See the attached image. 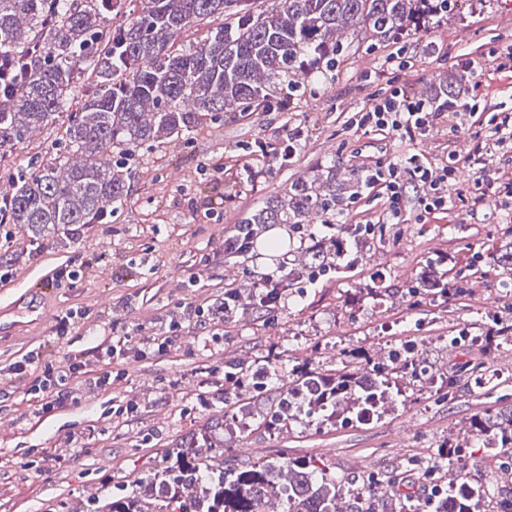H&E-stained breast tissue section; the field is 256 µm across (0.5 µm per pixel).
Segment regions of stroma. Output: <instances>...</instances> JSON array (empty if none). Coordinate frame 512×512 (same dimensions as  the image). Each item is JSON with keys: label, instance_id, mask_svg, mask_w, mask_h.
<instances>
[{"label": "stroma", "instance_id": "1", "mask_svg": "<svg viewBox=\"0 0 512 512\" xmlns=\"http://www.w3.org/2000/svg\"><path fill=\"white\" fill-rule=\"evenodd\" d=\"M348 44L346 65L305 82L291 111L230 112L170 144L140 148L129 163L127 195L109 223L85 225L74 238L50 234L36 241L26 226H0V414L14 421L0 433V512H94V498L121 494L128 476L158 465L171 444L211 419L251 422L265 413L282 397L294 366L339 369L360 348L383 363L388 351L409 341L439 384L413 382L380 420L340 417L332 425L296 426L283 434L254 426L245 439H225V460L315 456L330 474L355 485L368 472L397 468L422 504L432 495L422 469L436 464L440 445L459 441L469 446L467 472L505 489L501 474L512 468V458L474 445L469 431L472 415L512 406V345L486 354L477 341L492 312L512 314L489 261L499 248L497 231L512 225V213L491 202L475 211L459 204L421 224L388 225L381 239L362 249L352 271L289 293L276 314L251 308L225 322H188L166 352L130 361L119 386H76L74 400L51 411L40 410L28 379L8 372L31 350L39 351L42 365L67 369L114 330L139 343L163 331L182 307L219 306L225 285L251 288L253 272L292 260L305 243L289 237L284 224L268 225L250 256L225 259L219 249L225 225L297 176L406 156L407 145L390 134H363L350 122L374 89L369 72L399 50L413 56L414 66L391 79L410 95L459 79L462 100L477 103L484 115L512 113V71L493 61L496 51L512 46V0H470L462 15L425 35L408 31L400 45L372 47L360 35ZM288 128L302 134L293 162L246 157V147L256 143L278 146ZM468 136L461 118L451 115L437 122L422 147L442 159ZM53 138L44 129L1 146L0 190L9 189L15 170L53 158ZM247 163L256 177H246ZM269 239L280 241V250L266 249ZM473 245L487 254L475 267L469 261ZM438 254L451 260L448 284L467 276V295L435 303L410 295L417 268ZM84 261L94 269L81 281L50 286L56 268ZM20 270L27 271L26 281H16ZM378 283L388 287L387 296H364ZM69 309L85 317L60 338L50 319H38L42 312L51 317ZM235 361L273 366L277 374L245 400L227 399L224 372ZM479 362L494 374L492 386L471 379L468 370ZM453 374L459 386H444L442 377ZM130 400L136 412L117 415Z\"/></svg>", "mask_w": 512, "mask_h": 512}]
</instances>
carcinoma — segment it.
<instances>
[{
    "label": "carcinoma",
    "instance_id": "1",
    "mask_svg": "<svg viewBox=\"0 0 512 512\" xmlns=\"http://www.w3.org/2000/svg\"><path fill=\"white\" fill-rule=\"evenodd\" d=\"M426 0H0V147L20 142L37 128L64 127L66 152L16 176L0 205V221L24 224L33 234L74 231L104 224L126 194V159L142 146L159 147L217 123L226 112H267L287 79L288 93L300 89L309 71L331 72L344 61L343 39L364 33L388 42L410 28L439 18L422 9ZM224 25L188 48L181 35L215 17ZM80 96L79 111L64 114ZM450 84L427 99L433 110L456 101ZM365 176L349 169L323 181L297 177L288 191L238 218L240 224L305 225L344 211ZM505 239L498 263V287L512 297V225L498 230ZM356 262L351 251L325 239L294 256L298 268L330 267L336 272ZM430 259L419 287L436 301L448 295L439 266ZM494 332L483 338L490 352L509 339L512 323L493 317ZM338 370L306 365L293 372L286 407L275 417L281 428L322 424L349 414L381 418L366 411L373 394H386L384 370L359 369L360 360ZM471 430L497 438L512 452V409L477 416ZM224 420L216 418L167 450L165 464L135 480L126 493L98 502L96 512H266L271 498L280 512H340L339 496H349L345 512H417L400 481L386 479V498L374 500L380 479L345 488L317 458L278 457L245 465L224 464ZM462 476L430 499L431 512H472L488 501L489 512H512V490L489 497L486 485L466 475L461 445L443 450Z\"/></svg>",
    "mask_w": 512,
    "mask_h": 512
}]
</instances>
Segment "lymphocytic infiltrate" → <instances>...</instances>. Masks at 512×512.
<instances>
[{
    "label": "lymphocytic infiltrate",
    "mask_w": 512,
    "mask_h": 512,
    "mask_svg": "<svg viewBox=\"0 0 512 512\" xmlns=\"http://www.w3.org/2000/svg\"><path fill=\"white\" fill-rule=\"evenodd\" d=\"M425 101L416 99L399 86L391 87L388 93H376L370 98L367 107L356 114L355 124L363 131L381 130L391 132L399 141L416 144L424 138L439 120ZM490 135L472 132L473 152L460 159L450 157L445 161H435L424 153L413 152L403 159H391L369 166L368 186L376 190L382 201L381 210L353 227L354 235L366 238L373 235L377 225L399 224L407 210L409 184H417L420 195L417 205L421 213L436 214L450 210L455 199L469 198L472 205H481L488 190H495L503 204L512 203V171L501 168L487 170L485 157H505L512 154V113L500 112L492 120ZM475 172L472 180L459 177L462 169ZM329 271L319 267L300 276H292L286 266L254 275L253 286L260 297V305L267 312H274L288 287L305 289L328 279ZM182 329L180 322L173 321L164 333L148 337L143 346L132 347L127 337L113 335L94 349V357L100 368L91 373L85 360H74L67 372L44 368L42 374L32 383L30 390L40 395L43 410L67 404L73 395L66 383L83 378L96 389H107L119 385L127 371L124 364L129 358H143L154 350L170 347Z\"/></svg>",
    "instance_id": "obj_1"
}]
</instances>
